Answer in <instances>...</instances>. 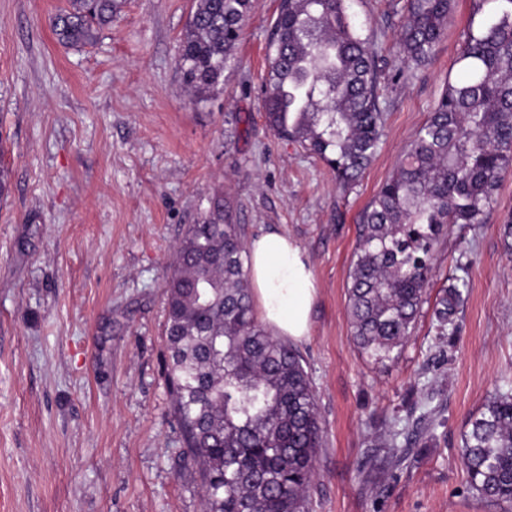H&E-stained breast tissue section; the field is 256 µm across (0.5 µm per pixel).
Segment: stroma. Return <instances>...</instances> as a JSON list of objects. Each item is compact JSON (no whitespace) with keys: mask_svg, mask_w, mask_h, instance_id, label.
Segmentation results:
<instances>
[{"mask_svg":"<svg viewBox=\"0 0 512 512\" xmlns=\"http://www.w3.org/2000/svg\"><path fill=\"white\" fill-rule=\"evenodd\" d=\"M64 4L0 0V512H203L167 378L164 278L217 187L244 238L288 235L319 288L298 343L323 427L308 512H512L472 488L460 458L470 420L512 380V169L484 223L439 239L427 300L389 358L356 347L347 314L357 215L440 98L471 0H455L418 68L398 49L404 14L352 0L394 80L379 153L345 200L325 163L265 122L278 0H259L223 90L199 104L175 63L194 0H127L82 47L52 32ZM460 277L439 331L435 305Z\"/></svg>","mask_w":512,"mask_h":512,"instance_id":"obj_1","label":"stroma"}]
</instances>
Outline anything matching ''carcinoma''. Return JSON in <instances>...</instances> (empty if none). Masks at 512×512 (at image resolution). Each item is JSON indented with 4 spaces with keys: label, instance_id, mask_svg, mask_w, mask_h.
Instances as JSON below:
<instances>
[{
    "label": "carcinoma",
    "instance_id": "obj_1",
    "mask_svg": "<svg viewBox=\"0 0 512 512\" xmlns=\"http://www.w3.org/2000/svg\"><path fill=\"white\" fill-rule=\"evenodd\" d=\"M400 48L422 66L453 0H406ZM466 41L441 98L395 170L358 215L348 311L356 345L376 359L411 334L450 225L480 224L512 167V0H471ZM125 0H66L58 41L86 45ZM259 0H195L176 59L196 102L224 85ZM267 126L323 160L345 194L381 144L388 83L347 0H282L269 40ZM241 225L219 190L174 247L165 304L168 377L177 420L201 477L205 512H305L322 445L316 395L298 349L255 318ZM459 284L435 309L439 330ZM461 462L483 497L512 500V387L485 404Z\"/></svg>",
    "mask_w": 512,
    "mask_h": 512
}]
</instances>
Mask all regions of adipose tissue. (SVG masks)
<instances>
[{"mask_svg": "<svg viewBox=\"0 0 512 512\" xmlns=\"http://www.w3.org/2000/svg\"><path fill=\"white\" fill-rule=\"evenodd\" d=\"M249 280L258 320L275 336L305 339L318 297L312 266L301 247L288 235L270 230L246 244Z\"/></svg>", "mask_w": 512, "mask_h": 512, "instance_id": "1", "label": "adipose tissue"}]
</instances>
